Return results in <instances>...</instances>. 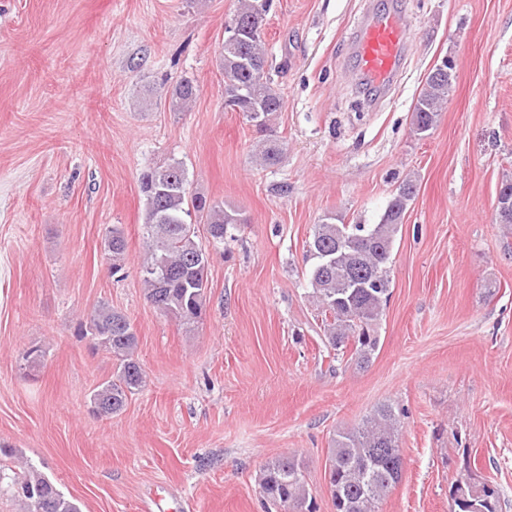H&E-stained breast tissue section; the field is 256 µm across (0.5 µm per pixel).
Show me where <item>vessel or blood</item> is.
I'll return each instance as SVG.
<instances>
[{"label":"vessel or blood","mask_w":512,"mask_h":512,"mask_svg":"<svg viewBox=\"0 0 512 512\" xmlns=\"http://www.w3.org/2000/svg\"><path fill=\"white\" fill-rule=\"evenodd\" d=\"M409 41V30L397 9L373 14L354 46L357 68L372 87L386 89L397 74Z\"/></svg>","instance_id":"b4317fda"}]
</instances>
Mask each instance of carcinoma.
I'll return each instance as SVG.
<instances>
[{"label":"carcinoma","mask_w":512,"mask_h":512,"mask_svg":"<svg viewBox=\"0 0 512 512\" xmlns=\"http://www.w3.org/2000/svg\"><path fill=\"white\" fill-rule=\"evenodd\" d=\"M272 0H238L233 14L242 25L239 39L226 43L219 67L224 73V103L243 113L258 112V132L263 147L262 166L277 165L283 143L271 126V116L282 111L284 100L265 70L267 51L263 39ZM455 71L431 70L414 104L411 125L428 133L437 125L448 101ZM197 85L182 79L170 92L169 107L181 112L195 99ZM145 200L144 238L147 255L140 267L147 300L163 306L186 326L201 320L208 289V253L196 241L193 224L203 218L213 242H224L229 230L241 223V214L219 200L191 193L181 162L150 168L140 176ZM417 185L406 178L392 195L379 223L346 224L334 212L314 225L306 261L312 298L322 316L323 342L341 352L353 346L359 368H365L379 347L376 326L390 294V257L396 236ZM112 274L122 270L126 242L122 231L112 229L106 241ZM77 335L89 336L108 351L116 362L112 379L97 385L91 396L92 411L100 416L120 413L128 395L143 383V369L135 351L137 335L129 319L108 303L100 304L89 320L79 323ZM405 410L392 403L376 406L356 426L338 430L328 448V467L334 487L335 512H352L350 502H359L357 512H379V505L402 476L399 462L376 456L375 444L400 447L401 417ZM466 472L458 474L450 490L451 512H497L495 488L485 483L479 493L461 490ZM260 488L266 503L277 512H288L290 504H306L303 464L295 456L283 455L267 462ZM11 489L25 512H80L41 473L30 469L12 480Z\"/></svg>","instance_id":"1"}]
</instances>
